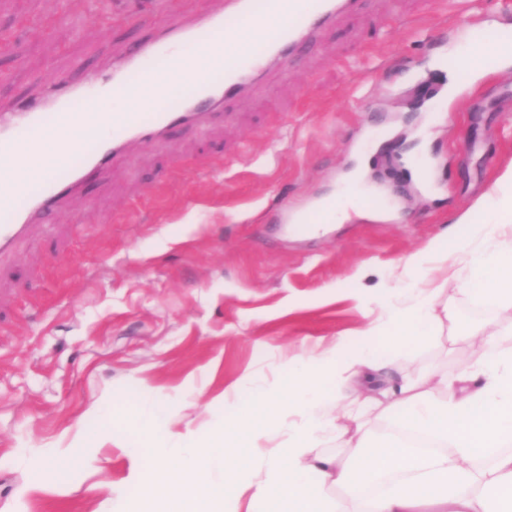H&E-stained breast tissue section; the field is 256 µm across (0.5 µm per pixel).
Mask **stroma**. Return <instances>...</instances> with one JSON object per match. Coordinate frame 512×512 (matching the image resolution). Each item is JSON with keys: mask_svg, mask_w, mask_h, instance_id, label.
Here are the masks:
<instances>
[{"mask_svg": "<svg viewBox=\"0 0 512 512\" xmlns=\"http://www.w3.org/2000/svg\"><path fill=\"white\" fill-rule=\"evenodd\" d=\"M224 0H0V108L60 73L100 74L153 23ZM512 0H363L289 68L269 66L232 123L174 129L90 180L0 258V512H115L151 470L136 417L179 433L233 423L258 389L287 392L297 360L336 337L352 346L444 288L459 326L512 322L472 296L463 269L412 253L447 243L458 219L512 167V64L446 90L456 50L492 47ZM370 155L366 215L294 235L302 210L338 191ZM375 349L395 365L449 374L484 360L447 331ZM82 450L54 487L60 448Z\"/></svg>", "mask_w": 512, "mask_h": 512, "instance_id": "1", "label": "stroma"}]
</instances>
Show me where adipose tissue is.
I'll return each instance as SVG.
<instances>
[{
  "mask_svg": "<svg viewBox=\"0 0 512 512\" xmlns=\"http://www.w3.org/2000/svg\"><path fill=\"white\" fill-rule=\"evenodd\" d=\"M179 72L163 71L154 93L116 112L150 111L188 84L194 54L181 53ZM512 168L463 216L466 234L444 256L465 261L478 298L512 306V251L492 241L512 235ZM434 295L418 293L409 309L394 313L369 338L423 343L433 326L454 324ZM371 346L336 339L306 363L287 395L256 392L251 418L189 433L151 449L150 473L132 468L139 496L125 512H164L177 498L178 512H512V352L498 353L453 378L405 374L399 384L383 377ZM338 389L362 395L346 420L330 416L321 393L327 376ZM395 405L391 434L372 435L364 420L382 403ZM348 434L349 454L328 449L326 437ZM433 443L417 451L412 439ZM250 461H237L239 449Z\"/></svg>",
  "mask_w": 512,
  "mask_h": 512,
  "instance_id": "ef3b65f1",
  "label": "adipose tissue"
}]
</instances>
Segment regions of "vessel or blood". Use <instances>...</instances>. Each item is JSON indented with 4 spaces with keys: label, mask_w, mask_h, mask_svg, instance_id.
Masks as SVG:
<instances>
[{
    "label": "vessel or blood",
    "mask_w": 512,
    "mask_h": 512,
    "mask_svg": "<svg viewBox=\"0 0 512 512\" xmlns=\"http://www.w3.org/2000/svg\"><path fill=\"white\" fill-rule=\"evenodd\" d=\"M357 4L358 0H224L221 11L200 15L190 22L176 20L163 24L149 41L116 59L108 73L85 76L77 82L65 78L61 88L37 89L33 105L12 112L0 111V155L5 156L26 153L36 135L49 132L58 142L66 143L72 140L78 123L96 124L91 150L76 163L68 153H60L41 180V192L26 194V172L12 173L8 190L25 195L26 203L0 223V256L12 252L31 225L68 202L80 184L101 171L109 159L124 156L127 142L134 140L149 147L165 139L177 125L223 121L225 115L218 112V105L230 103L240 90L254 83L270 61L289 66L291 56L303 45L337 16L354 12ZM245 24L258 31L275 25L277 35L257 55H227L223 82H213L206 69H199L190 97L170 110L152 113L147 120L140 113L129 112L115 125L110 124L108 113L74 111L73 105L78 101L95 102L107 94L121 101L132 85L143 89L154 86V61L171 58L174 47L180 44L192 43L197 58L213 59L217 51L210 39L211 32H223L224 43L229 46L237 41Z\"/></svg>",
    "instance_id": "obj_1"
}]
</instances>
